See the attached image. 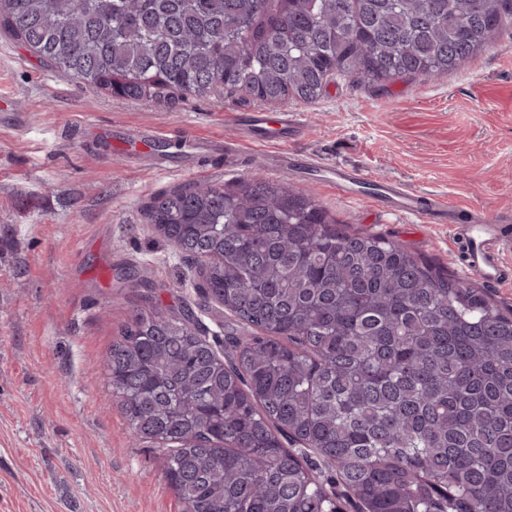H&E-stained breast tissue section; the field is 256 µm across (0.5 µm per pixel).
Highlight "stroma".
Instances as JSON below:
<instances>
[{
    "mask_svg": "<svg viewBox=\"0 0 512 512\" xmlns=\"http://www.w3.org/2000/svg\"><path fill=\"white\" fill-rule=\"evenodd\" d=\"M0 512H184L162 454L135 440L109 405L101 362L136 310L197 308L196 266L148 224L159 192L277 179L264 148L235 139L228 112H263L227 94L165 101L93 92L0 31ZM304 132L291 147L512 225V23L436 79L330 82L314 103L288 101ZM154 128L166 159L121 146ZM289 183L352 229L382 234L469 283L444 224L351 204L297 172ZM84 246L74 250L73 241Z\"/></svg>",
    "mask_w": 512,
    "mask_h": 512,
    "instance_id": "stroma-1",
    "label": "stroma"
}]
</instances>
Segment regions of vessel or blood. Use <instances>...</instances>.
I'll return each mask as SVG.
<instances>
[{"label":"vessel or blood","mask_w":512,"mask_h":512,"mask_svg":"<svg viewBox=\"0 0 512 512\" xmlns=\"http://www.w3.org/2000/svg\"><path fill=\"white\" fill-rule=\"evenodd\" d=\"M227 122L239 126L248 144L272 151V168L279 172L302 168L298 155L288 147V135L299 128L293 112H255L241 116L225 113ZM318 181L329 186L336 195L352 203L373 201L414 220L431 224L450 225L458 245L465 247L467 265L471 272L485 281L501 285L511 280L506 269L504 253L512 246V238L504 236L501 225L487 221L480 212L471 213L467 222H460L459 211L437 196H424L394 182L373 183L360 168L339 164H320L316 167Z\"/></svg>","instance_id":"vessel-or-blood-1"}]
</instances>
